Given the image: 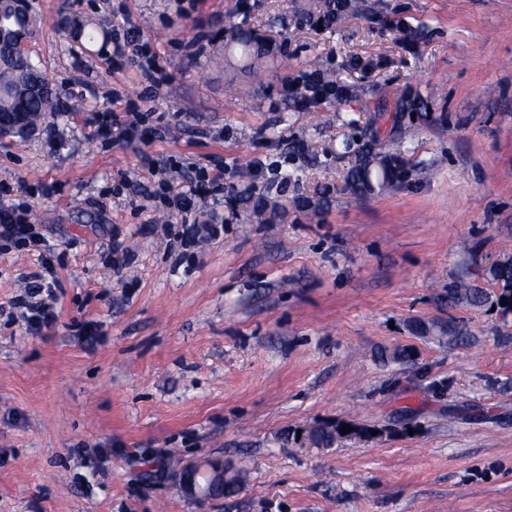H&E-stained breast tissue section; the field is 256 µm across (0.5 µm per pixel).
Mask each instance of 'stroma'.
I'll return each mask as SVG.
<instances>
[{
  "label": "stroma",
  "mask_w": 512,
  "mask_h": 512,
  "mask_svg": "<svg viewBox=\"0 0 512 512\" xmlns=\"http://www.w3.org/2000/svg\"><path fill=\"white\" fill-rule=\"evenodd\" d=\"M314 3L255 0L245 15L239 0H31L27 55L57 108L38 134L0 140V185L56 246L61 313L39 336L8 321L41 266L1 248L0 512H512V315L441 300L467 265L512 257V0H366L323 30L306 19ZM375 12L404 18L414 47ZM243 20L274 35L259 81L227 48ZM128 22L151 44L156 98L134 67H112ZM317 56L358 97L289 111V79ZM416 91L424 110L395 113ZM129 102L159 135L95 137L96 114ZM373 123L381 150L437 174L350 194L336 144ZM144 151L224 159L240 199L216 204L224 234L196 259L167 250L175 217L140 206ZM258 158L297 183L267 191L257 219ZM116 240L131 254L119 269ZM450 318L467 344L407 329ZM88 322L104 335L92 347ZM396 345L416 348L415 366L376 361ZM336 420L392 434L282 439ZM407 423L416 433L400 435ZM210 455L243 483L201 504L174 473Z\"/></svg>",
  "instance_id": "obj_1"
}]
</instances>
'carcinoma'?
Instances as JSON below:
<instances>
[{"label":"carcinoma","instance_id":"carcinoma-1","mask_svg":"<svg viewBox=\"0 0 512 512\" xmlns=\"http://www.w3.org/2000/svg\"><path fill=\"white\" fill-rule=\"evenodd\" d=\"M318 7L322 8L323 14L328 17L329 27L348 14L356 15L362 12L361 0H323ZM385 23L396 32L403 46L410 47L415 43V31L404 19L391 18L385 20ZM235 46L244 62V69L253 74L259 73L262 42L244 33L235 42ZM30 65L31 61L27 59L12 72H0V112H13L19 108L28 113L34 122L42 113L51 111L53 99L49 90L38 98L26 95L23 75ZM313 72L326 75V79L330 80L329 89L334 92L336 99H347L356 95L357 88L342 84L329 75L323 61L318 60L314 63ZM342 149L345 154L352 152L355 155L354 165L348 171L346 182L347 188L360 196H367L377 188L382 190L400 184L407 180L413 171L414 164L408 159L383 151L376 152L365 144H359L353 150L351 144L346 142L342 144ZM481 279L492 284L494 290L489 291L475 284V281ZM446 298L450 305L466 304L478 308L494 304L498 306L502 316L512 314V259L495 262L476 273L467 271L448 284ZM412 331L440 344L455 345L470 336L465 326L449 321H418ZM376 359L384 365L406 364L416 359V353L410 346L398 345L379 350ZM347 425L352 427V431L347 434L338 429L332 430L326 425H317L304 430L301 437L317 448H333L344 441L372 438L374 427L352 421L347 422Z\"/></svg>","mask_w":512,"mask_h":512}]
</instances>
